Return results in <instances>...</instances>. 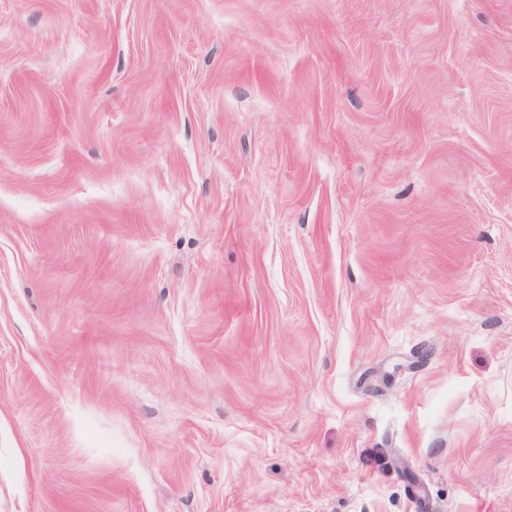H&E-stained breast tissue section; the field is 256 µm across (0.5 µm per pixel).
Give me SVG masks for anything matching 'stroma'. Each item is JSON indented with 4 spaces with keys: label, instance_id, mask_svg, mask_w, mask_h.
Wrapping results in <instances>:
<instances>
[{
    "label": "stroma",
    "instance_id": "obj_1",
    "mask_svg": "<svg viewBox=\"0 0 512 512\" xmlns=\"http://www.w3.org/2000/svg\"><path fill=\"white\" fill-rule=\"evenodd\" d=\"M0 512H512V0H0Z\"/></svg>",
    "mask_w": 512,
    "mask_h": 512
}]
</instances>
